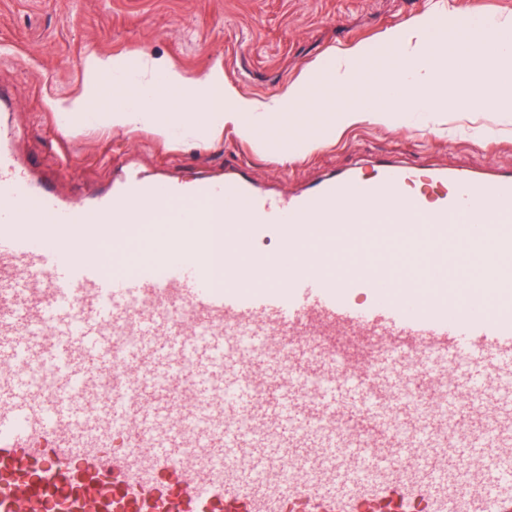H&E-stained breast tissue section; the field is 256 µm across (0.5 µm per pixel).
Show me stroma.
Segmentation results:
<instances>
[{"label":"stroma","mask_w":512,"mask_h":512,"mask_svg":"<svg viewBox=\"0 0 512 512\" xmlns=\"http://www.w3.org/2000/svg\"><path fill=\"white\" fill-rule=\"evenodd\" d=\"M472 0H0V86L19 130L18 154L57 187L82 197L111 183L126 164L182 179L246 163L262 186L294 192L321 177L387 156L414 165L468 170L512 166V112H412L405 125L369 121L292 160L275 143L241 138L228 126L207 146L164 143L146 127L65 130L78 103L109 109L137 90L141 59L167 64L185 82L160 93L186 108V87L223 68L225 91L268 101L327 54L380 44L431 10L463 15ZM108 62L101 71L99 62Z\"/></svg>","instance_id":"stroma-1"}]
</instances>
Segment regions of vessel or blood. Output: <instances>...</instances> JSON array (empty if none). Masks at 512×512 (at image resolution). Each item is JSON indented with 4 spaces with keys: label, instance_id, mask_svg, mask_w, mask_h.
Instances as JSON below:
<instances>
[{
    "label": "vessel or blood",
    "instance_id": "1",
    "mask_svg": "<svg viewBox=\"0 0 512 512\" xmlns=\"http://www.w3.org/2000/svg\"><path fill=\"white\" fill-rule=\"evenodd\" d=\"M15 137L0 512H512V168L382 157L285 195L129 164L74 200Z\"/></svg>",
    "mask_w": 512,
    "mask_h": 512
}]
</instances>
